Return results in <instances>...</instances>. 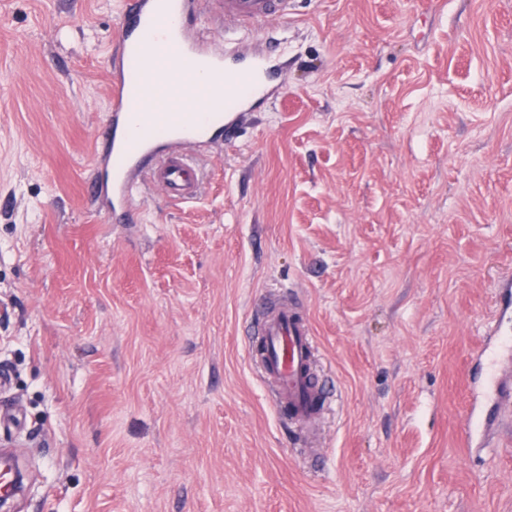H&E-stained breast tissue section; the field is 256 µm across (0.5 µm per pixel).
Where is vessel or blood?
<instances>
[{"mask_svg": "<svg viewBox=\"0 0 512 512\" xmlns=\"http://www.w3.org/2000/svg\"><path fill=\"white\" fill-rule=\"evenodd\" d=\"M295 0H123L118 56L108 83L109 114L97 157L104 172L91 183L122 222L143 180L178 201L197 197L201 172L190 157L219 131H232L256 105L281 94L270 53L248 47L260 23L290 14ZM224 33L216 45L212 30ZM259 366L278 411L302 429L321 412L307 388L312 333L297 307L281 305L256 323ZM512 341L494 337L474 356L498 405L512 404L499 354Z\"/></svg>", "mask_w": 512, "mask_h": 512, "instance_id": "1", "label": "vessel or blood"}]
</instances>
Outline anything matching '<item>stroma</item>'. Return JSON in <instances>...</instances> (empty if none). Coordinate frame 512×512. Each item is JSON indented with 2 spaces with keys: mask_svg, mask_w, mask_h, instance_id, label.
Segmentation results:
<instances>
[{
  "mask_svg": "<svg viewBox=\"0 0 512 512\" xmlns=\"http://www.w3.org/2000/svg\"><path fill=\"white\" fill-rule=\"evenodd\" d=\"M121 0H0V431L15 512H512V407L460 447L512 277V0H296L282 96L198 198L86 193ZM309 319L316 440L256 313Z\"/></svg>",
  "mask_w": 512,
  "mask_h": 512,
  "instance_id": "35a3bbf8",
  "label": "stroma"
}]
</instances>
